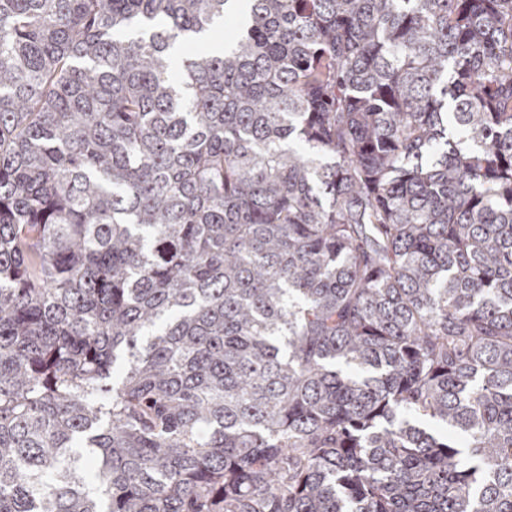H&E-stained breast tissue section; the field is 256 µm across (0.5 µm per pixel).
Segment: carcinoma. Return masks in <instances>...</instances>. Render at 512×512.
I'll use <instances>...</instances> for the list:
<instances>
[{
    "instance_id": "obj_1",
    "label": "carcinoma",
    "mask_w": 512,
    "mask_h": 512,
    "mask_svg": "<svg viewBox=\"0 0 512 512\" xmlns=\"http://www.w3.org/2000/svg\"><path fill=\"white\" fill-rule=\"evenodd\" d=\"M0 512H512V0H0Z\"/></svg>"
}]
</instances>
